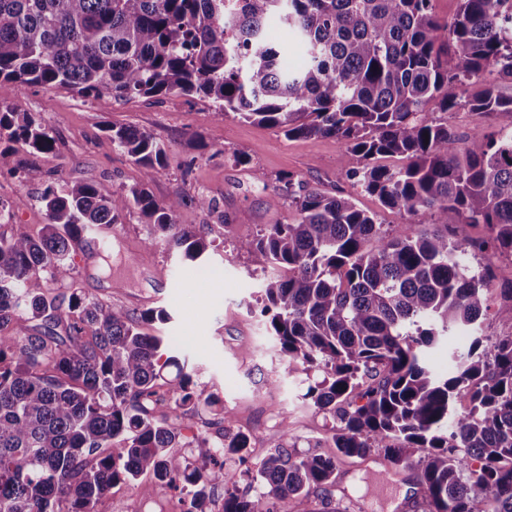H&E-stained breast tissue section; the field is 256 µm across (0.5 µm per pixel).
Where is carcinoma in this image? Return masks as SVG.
<instances>
[{"label":"carcinoma","instance_id":"carcinoma-1","mask_svg":"<svg viewBox=\"0 0 512 512\" xmlns=\"http://www.w3.org/2000/svg\"><path fill=\"white\" fill-rule=\"evenodd\" d=\"M272 19L293 35L298 66H288V45L268 40ZM489 69L512 84V0H459L444 22L432 0H0V136L9 141L53 149L30 113L9 107L23 85L198 96L220 118L335 138L360 162L357 187L384 207L428 210L444 228L394 236L350 200L282 180L268 205L286 198L297 218L257 234L256 302L288 371L322 373L306 397L339 422L336 454L276 444L237 473L218 461L249 456V437L224 428L231 411L211 422L215 431L185 437L212 396L178 356H163L162 337L76 288L70 259L74 238L135 209L145 246L165 240L188 267L201 265L213 242L176 215L209 202L156 201L147 186L166 149L127 127H110L141 171L127 191L58 189L27 168L21 181L43 186L48 223L0 238V512H98L113 487L144 474L188 496V512H211L217 489L218 512H274L283 500L291 512H342L311 500L336 483L338 457L380 450L398 467L419 448L429 452L416 512H475L479 495L484 512H512V287L491 305L492 268L463 262L474 250L512 255V95L486 81ZM433 103L440 116L430 118ZM461 110L496 130L455 148ZM477 224L486 238L468 235ZM58 282L69 293L55 292ZM489 316L511 331L483 337ZM446 336L467 346L439 374L426 355ZM462 401L469 410L459 415ZM240 474L257 495L238 492Z\"/></svg>","mask_w":512,"mask_h":512}]
</instances>
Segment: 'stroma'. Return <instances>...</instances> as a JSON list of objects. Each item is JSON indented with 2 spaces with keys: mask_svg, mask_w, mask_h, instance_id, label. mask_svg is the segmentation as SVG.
I'll return each mask as SVG.
<instances>
[{
  "mask_svg": "<svg viewBox=\"0 0 512 512\" xmlns=\"http://www.w3.org/2000/svg\"><path fill=\"white\" fill-rule=\"evenodd\" d=\"M9 105L31 113L54 138L48 154L16 149V166H39L57 186L89 182L112 192L140 182L139 167L113 144L109 126L148 132L165 146L167 166L148 189L160 202L177 193L211 201L208 209L184 206L176 217L213 240L208 279H197L165 242L145 247L146 226L133 209L103 233L110 261L74 257L78 288L89 298L123 306L135 320L151 306L168 312V321L152 323L150 332L164 336L195 371L199 387L231 410L227 428L249 436L250 462L277 443L299 452H328L334 422L305 399V373L289 371L256 305L261 276L250 263L256 233L260 225L296 218L293 207H268L266 197L291 175L307 188L352 198L397 236L429 228L430 212L413 216L388 209L362 192L348 176L357 159L336 139L290 138L234 115L220 118L211 103L179 93L116 101L23 86ZM39 195V186L0 175V202L9 212L0 219V237L32 234L47 224ZM418 475L416 461L396 467L380 452L341 458L330 495L348 512H414L422 495ZM180 499L144 475L133 485L114 487L99 510L170 512Z\"/></svg>",
  "mask_w": 512,
  "mask_h": 512,
  "instance_id": "35a3bbf8",
  "label": "stroma"
}]
</instances>
